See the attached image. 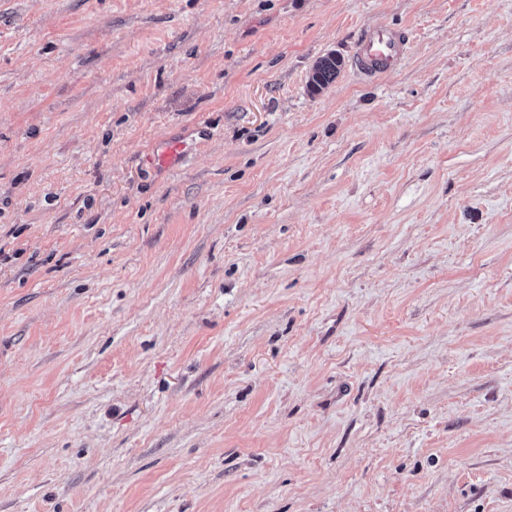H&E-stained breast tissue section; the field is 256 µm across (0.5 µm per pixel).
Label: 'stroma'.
<instances>
[{
    "mask_svg": "<svg viewBox=\"0 0 512 512\" xmlns=\"http://www.w3.org/2000/svg\"><path fill=\"white\" fill-rule=\"evenodd\" d=\"M0 512H512V0H0ZM407 52V41L389 27H376L359 41L355 65L369 76H381L396 66ZM341 61L335 55H328L322 58L314 68L311 78V87L314 91L326 87L332 83L340 70Z\"/></svg>",
    "mask_w": 512,
    "mask_h": 512,
    "instance_id": "35a3bbf8",
    "label": "stroma"
}]
</instances>
